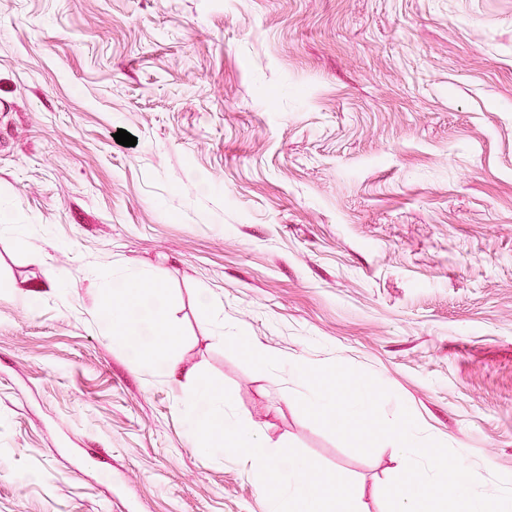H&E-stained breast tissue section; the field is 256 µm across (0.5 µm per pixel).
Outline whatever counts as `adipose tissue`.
Segmentation results:
<instances>
[{"instance_id": "adipose-tissue-1", "label": "adipose tissue", "mask_w": 512, "mask_h": 512, "mask_svg": "<svg viewBox=\"0 0 512 512\" xmlns=\"http://www.w3.org/2000/svg\"><path fill=\"white\" fill-rule=\"evenodd\" d=\"M161 296L147 295L139 282L126 281L112 290L113 331L126 337L130 323H138L143 335L153 337V345L144 346L140 359L149 361L154 346L165 344L168 332L162 331L156 318L163 307ZM224 396L207 386H197L185 411L191 417L190 434L194 439L219 438L224 454L229 458L245 457L252 472L262 483L280 490L279 497L268 504L269 512H355L346 500L320 488L318 479L309 475L311 466L300 460L294 466L282 468L262 446L260 436L242 420L226 421L222 405Z\"/></svg>"}]
</instances>
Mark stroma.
<instances>
[{"label": "stroma", "mask_w": 512, "mask_h": 512, "mask_svg": "<svg viewBox=\"0 0 512 512\" xmlns=\"http://www.w3.org/2000/svg\"><path fill=\"white\" fill-rule=\"evenodd\" d=\"M122 278L166 303L143 364ZM221 331L372 375L385 419L512 478V0H0V512H267L187 437L197 381L387 512L396 448Z\"/></svg>", "instance_id": "35a3bbf8"}]
</instances>
